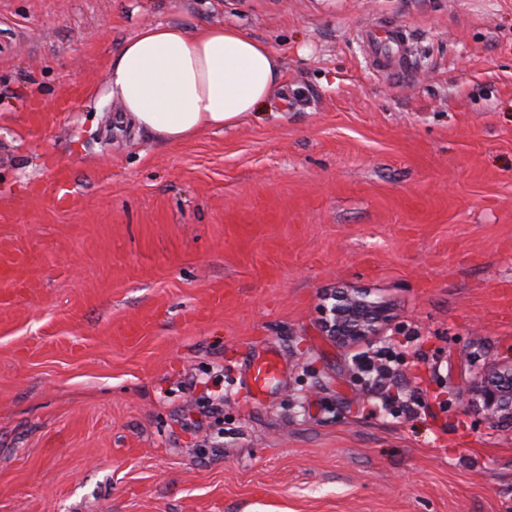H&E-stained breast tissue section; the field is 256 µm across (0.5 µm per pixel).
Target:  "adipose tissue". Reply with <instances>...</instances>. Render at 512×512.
Returning a JSON list of instances; mask_svg holds the SVG:
<instances>
[{"label":"adipose tissue","instance_id":"ef3b65f1","mask_svg":"<svg viewBox=\"0 0 512 512\" xmlns=\"http://www.w3.org/2000/svg\"><path fill=\"white\" fill-rule=\"evenodd\" d=\"M279 56L231 25L143 27L110 63V94L163 144L237 126L281 86Z\"/></svg>","mask_w":512,"mask_h":512}]
</instances>
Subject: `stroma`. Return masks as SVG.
Returning a JSON list of instances; mask_svg holds the SVG:
<instances>
[{
	"instance_id": "35a3bbf8",
	"label": "stroma",
	"mask_w": 512,
	"mask_h": 512,
	"mask_svg": "<svg viewBox=\"0 0 512 512\" xmlns=\"http://www.w3.org/2000/svg\"><path fill=\"white\" fill-rule=\"evenodd\" d=\"M187 20L267 44L284 85L165 145L108 69ZM368 22L409 32L411 72L369 68ZM0 256L28 267L0 279V512H512V432L470 403L512 355V0H0ZM330 288L391 323L330 341ZM282 373V365L278 358L271 356L253 359L248 363L247 381L254 390L258 399L269 386Z\"/></svg>"
}]
</instances>
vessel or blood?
<instances>
[{
  "mask_svg": "<svg viewBox=\"0 0 512 512\" xmlns=\"http://www.w3.org/2000/svg\"><path fill=\"white\" fill-rule=\"evenodd\" d=\"M358 38L371 67L377 73L389 76L409 71L410 40L399 27L377 22L368 24L359 29ZM281 372L282 365L278 358H257L248 364L247 381L255 395L259 396Z\"/></svg>",
  "mask_w": 512,
  "mask_h": 512,
  "instance_id": "vessel-or-blood-1",
  "label": "vessel or blood"
}]
</instances>
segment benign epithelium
<instances>
[{
  "mask_svg": "<svg viewBox=\"0 0 512 512\" xmlns=\"http://www.w3.org/2000/svg\"><path fill=\"white\" fill-rule=\"evenodd\" d=\"M388 320L387 304L368 293L336 288L323 294L321 330L342 347L370 342ZM472 403L489 423L512 430V356L487 361Z\"/></svg>",
  "mask_w": 512,
  "mask_h": 512,
  "instance_id": "1",
  "label": "benign epithelium"
}]
</instances>
